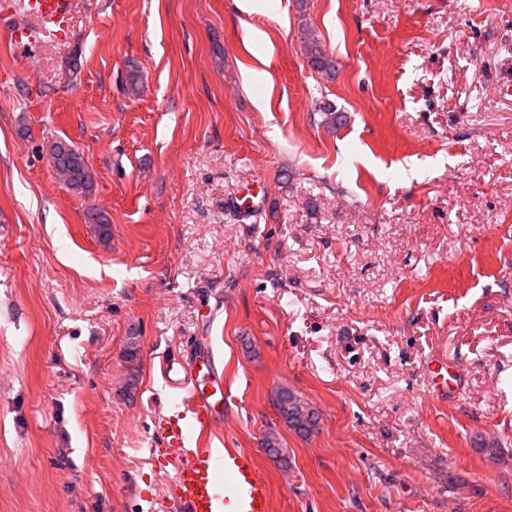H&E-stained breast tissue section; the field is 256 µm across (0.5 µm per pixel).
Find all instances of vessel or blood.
<instances>
[{
  "label": "vessel or blood",
  "instance_id": "vessel-or-blood-1",
  "mask_svg": "<svg viewBox=\"0 0 512 512\" xmlns=\"http://www.w3.org/2000/svg\"><path fill=\"white\" fill-rule=\"evenodd\" d=\"M71 0H25V13L57 38L67 34ZM189 371H205L211 387L191 386L159 425L169 447L182 457L176 475V490L183 512H270V489L261 477L252 453L228 448L216 453L205 438L224 417V378L219 375L212 353L196 356ZM435 392L449 394L458 378L448 364L429 371Z\"/></svg>",
  "mask_w": 512,
  "mask_h": 512
}]
</instances>
